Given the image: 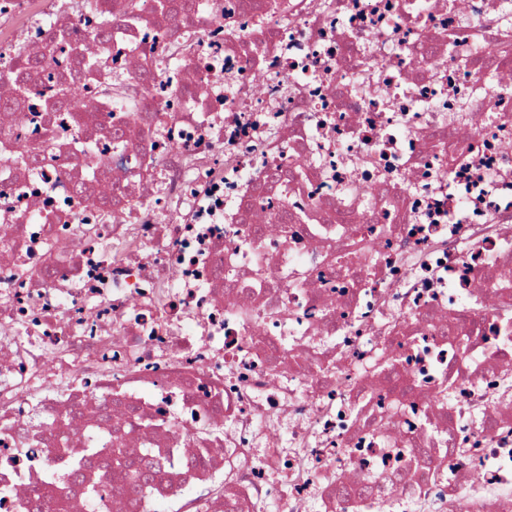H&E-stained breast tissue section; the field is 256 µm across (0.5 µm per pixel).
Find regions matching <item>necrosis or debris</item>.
<instances>
[{
	"mask_svg": "<svg viewBox=\"0 0 512 512\" xmlns=\"http://www.w3.org/2000/svg\"><path fill=\"white\" fill-rule=\"evenodd\" d=\"M187 2L0 0V512H512V0Z\"/></svg>",
	"mask_w": 512,
	"mask_h": 512,
	"instance_id": "necrosis-or-debris-1",
	"label": "necrosis or debris"
}]
</instances>
